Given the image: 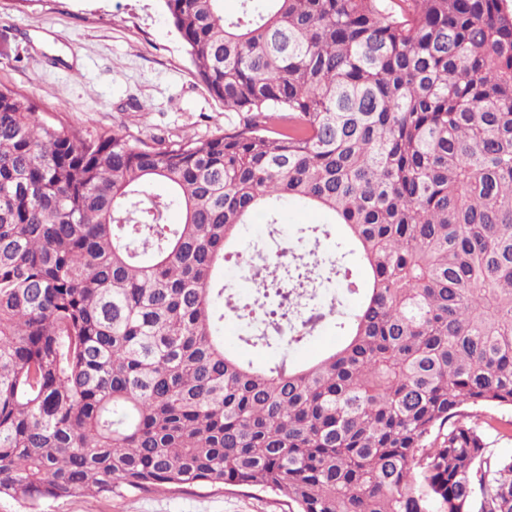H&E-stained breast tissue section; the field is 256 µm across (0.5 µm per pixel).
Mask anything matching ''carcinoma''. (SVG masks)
I'll return each mask as SVG.
<instances>
[{"label":"carcinoma","instance_id":"1","mask_svg":"<svg viewBox=\"0 0 512 512\" xmlns=\"http://www.w3.org/2000/svg\"><path fill=\"white\" fill-rule=\"evenodd\" d=\"M238 121L84 138L0 88V493L224 485L296 512H512V10L506 0H164ZM328 211L333 251L258 245L245 342L361 295L345 343L258 370L224 347L243 226ZM178 208L183 222L168 224ZM369 273L364 288L354 275ZM293 335L283 336V324Z\"/></svg>","mask_w":512,"mask_h":512}]
</instances>
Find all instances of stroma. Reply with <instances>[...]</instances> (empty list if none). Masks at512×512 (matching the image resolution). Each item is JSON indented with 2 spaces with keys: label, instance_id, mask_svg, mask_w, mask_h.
<instances>
[{
  "label": "stroma",
  "instance_id": "1",
  "mask_svg": "<svg viewBox=\"0 0 512 512\" xmlns=\"http://www.w3.org/2000/svg\"><path fill=\"white\" fill-rule=\"evenodd\" d=\"M163 0H0V86L31 97L50 120L94 137L125 124L150 143L223 132L229 113L192 74ZM245 322L224 321V344L262 367L277 354L311 363L344 338L334 321L281 352L245 343ZM0 512H288L280 494L216 486L23 500Z\"/></svg>",
  "mask_w": 512,
  "mask_h": 512
}]
</instances>
